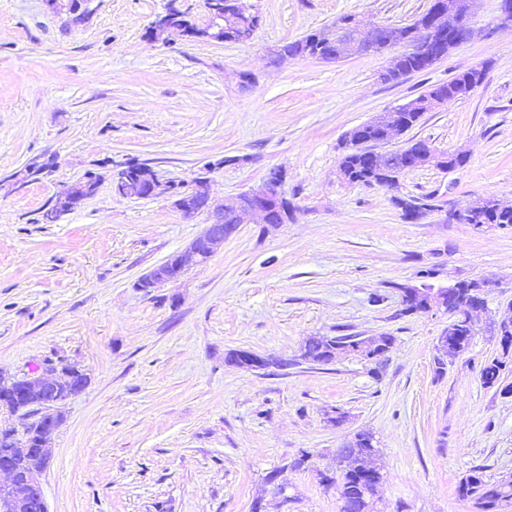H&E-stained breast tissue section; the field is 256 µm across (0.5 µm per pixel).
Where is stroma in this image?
Here are the masks:
<instances>
[{
  "instance_id": "stroma-1",
  "label": "stroma",
  "mask_w": 512,
  "mask_h": 512,
  "mask_svg": "<svg viewBox=\"0 0 512 512\" xmlns=\"http://www.w3.org/2000/svg\"><path fill=\"white\" fill-rule=\"evenodd\" d=\"M244 43L145 40L167 0H89L83 22L45 0H0V177L37 161L48 174L0 192V375L72 364L70 397L40 477L48 512H339L335 489L290 469L318 468L355 432L371 433L385 479L373 512H475L457 493L471 468L512 475V395L482 386L499 357L487 325L512 306V226L460 224L450 209L492 197L512 205V28L479 0L474 34L429 69L385 82L401 50L336 62L276 49L346 14L411 24L429 0H249ZM469 68V96L424 113L382 151L411 139L466 164H427L395 189L349 184L339 146L351 128ZM149 163L166 180L205 173L229 204L284 175L288 224L250 221L204 265L144 293L139 278L206 227L171 200L124 198L113 163ZM96 193L56 223L44 204L87 174ZM432 211L404 219L399 198ZM487 281L467 351L436 374L449 314L403 313L401 285ZM389 334L380 374L345 353L294 363L310 335ZM291 359L286 369L225 364L232 349ZM346 420L333 425L332 417ZM278 471L277 484L266 477Z\"/></svg>"
}]
</instances>
